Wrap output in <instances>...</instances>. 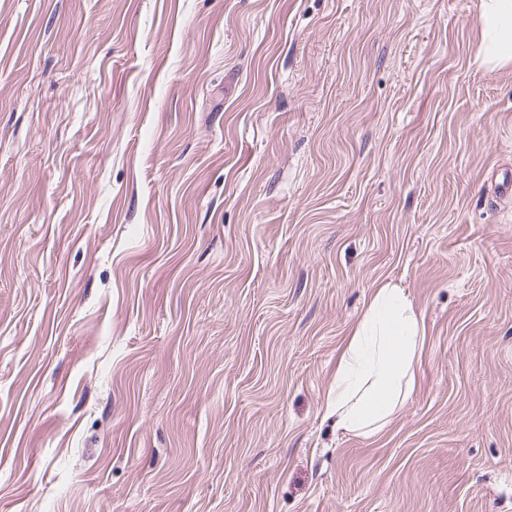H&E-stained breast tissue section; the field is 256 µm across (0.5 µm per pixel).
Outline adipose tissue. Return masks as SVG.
<instances>
[{
  "instance_id": "ef3b65f1",
  "label": "adipose tissue",
  "mask_w": 512,
  "mask_h": 512,
  "mask_svg": "<svg viewBox=\"0 0 512 512\" xmlns=\"http://www.w3.org/2000/svg\"><path fill=\"white\" fill-rule=\"evenodd\" d=\"M485 62L512 63V0H482ZM425 336L424 318L408 293L384 282L374 288L352 328L329 390L326 417L337 430L379 433L410 395Z\"/></svg>"
}]
</instances>
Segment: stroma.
Instances as JSON below:
<instances>
[{"instance_id":"stroma-1","label":"stroma","mask_w":512,"mask_h":512,"mask_svg":"<svg viewBox=\"0 0 512 512\" xmlns=\"http://www.w3.org/2000/svg\"><path fill=\"white\" fill-rule=\"evenodd\" d=\"M481 0H0V512H512V63ZM424 317L325 417L372 288ZM480 54L486 63H512V0H483ZM424 318L404 288H374L352 328L329 390L326 418L336 430L379 433L412 392Z\"/></svg>"}]
</instances>
